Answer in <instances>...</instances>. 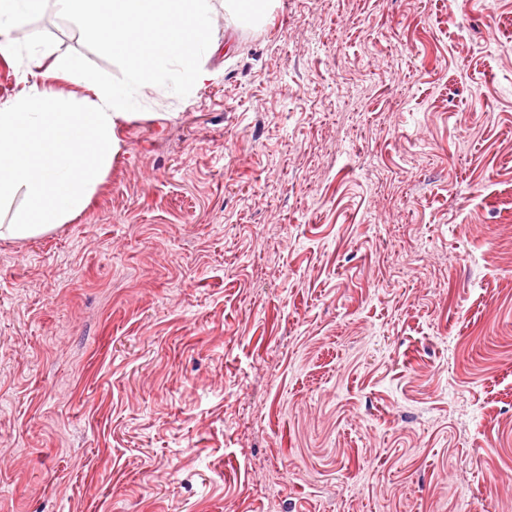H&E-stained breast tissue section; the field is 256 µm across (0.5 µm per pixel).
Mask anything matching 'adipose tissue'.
Here are the masks:
<instances>
[{"label": "adipose tissue", "mask_w": 512, "mask_h": 512, "mask_svg": "<svg viewBox=\"0 0 512 512\" xmlns=\"http://www.w3.org/2000/svg\"><path fill=\"white\" fill-rule=\"evenodd\" d=\"M44 0H0V55L12 56L13 32ZM83 30L124 64L120 83L107 85L71 60L40 64L37 78L0 102V208H20L0 222V238L28 240L69 223L88 204L112 167L118 121L134 116L137 97L150 84L182 92L206 77L212 0H54ZM69 77L90 90L67 98L55 80Z\"/></svg>", "instance_id": "1"}]
</instances>
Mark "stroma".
Returning a JSON list of instances; mask_svg holds the SVG:
<instances>
[{"label": "stroma", "instance_id": "35a3bbf8", "mask_svg": "<svg viewBox=\"0 0 512 512\" xmlns=\"http://www.w3.org/2000/svg\"><path fill=\"white\" fill-rule=\"evenodd\" d=\"M46 48L122 62L46 5ZM86 209L0 239V512H512V0L216 4ZM270 0H224V11L233 17L247 14L262 15L269 7Z\"/></svg>", "mask_w": 512, "mask_h": 512}]
</instances>
